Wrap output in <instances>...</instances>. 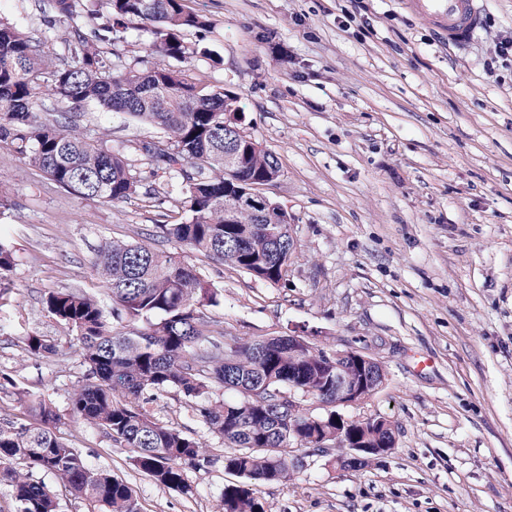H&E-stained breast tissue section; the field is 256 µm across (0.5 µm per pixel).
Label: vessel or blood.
Returning <instances> with one entry per match:
<instances>
[{
  "instance_id": "1",
  "label": "vessel or blood",
  "mask_w": 512,
  "mask_h": 512,
  "mask_svg": "<svg viewBox=\"0 0 512 512\" xmlns=\"http://www.w3.org/2000/svg\"><path fill=\"white\" fill-rule=\"evenodd\" d=\"M424 24L445 33L449 43L461 44L479 29L485 0H406Z\"/></svg>"
}]
</instances>
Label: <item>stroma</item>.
Masks as SVG:
<instances>
[{
    "label": "stroma",
    "mask_w": 512,
    "mask_h": 512,
    "mask_svg": "<svg viewBox=\"0 0 512 512\" xmlns=\"http://www.w3.org/2000/svg\"><path fill=\"white\" fill-rule=\"evenodd\" d=\"M207 25L182 35L188 71L209 91L238 96L241 130L278 160L264 194L288 213L294 253L269 284L158 236L192 213L178 175H152L139 146L158 127L85 108L82 129L106 139L143 179L107 204L57 187L0 146V241L15 265L0 278V425L30 416L16 394L53 407L86 462L132 488L141 512H216L225 485L221 440L175 391L154 418L205 437L214 464L188 470L185 496L137 470L131 453L75 421L68 394L87 372L71 329L47 310L52 289L111 308L92 265L104 239L180 252L216 290L205 313L242 340L302 336L379 361L384 384L339 407L350 420L384 417L395 446L360 470L300 450L290 480L262 487L266 512H512V0H486L483 24L460 46L420 22L404 0H182ZM0 18L44 35L36 0H0ZM154 26L129 24L114 64L163 57ZM37 334L48 361L24 348Z\"/></svg>",
    "instance_id": "obj_1"
}]
</instances>
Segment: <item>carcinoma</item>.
I'll return each instance as SVG.
<instances>
[{"label":"carcinoma","mask_w":512,"mask_h":512,"mask_svg":"<svg viewBox=\"0 0 512 512\" xmlns=\"http://www.w3.org/2000/svg\"><path fill=\"white\" fill-rule=\"evenodd\" d=\"M46 0L49 36L33 40L0 20V144L58 186L105 203L124 202L142 185L118 154L81 131L85 104L123 111L160 126L163 139L140 150L153 172H177L192 219L159 224L163 237L191 252L228 264L270 283L283 279L278 261L293 240L264 232V219L236 204L243 185L279 172L274 155L244 134L236 98L206 91L183 70L137 60L112 66L108 45L133 21L156 24L155 49L180 60L182 32L207 25L184 11L180 0ZM84 23L78 24L77 8ZM62 33V51L51 47ZM48 117L43 118L40 112ZM242 154L230 174L224 153ZM95 266L112 294V312L83 292L50 290L48 312L75 332L85 378L69 393L72 416L131 449L133 464L156 483L183 495L193 493L186 471L212 463L201 438L170 429L148 404L175 390L206 430L233 452L224 470L241 478L224 486L218 512H265L259 487L285 482L296 468L297 448L328 454L319 445L322 429L310 411L288 402L299 396L330 399L336 364L358 377L350 359L310 341L286 336L252 341L224 335L202 308L219 304L194 266L173 253L122 240L102 242ZM35 356L58 355L39 336L24 340ZM28 423L0 425V482L12 487L18 512H58L59 498L35 471L52 475L60 490L87 504V512H138L132 489L106 470L89 467L71 440L57 434V413L27 392Z\"/></svg>","instance_id":"obj_1"}]
</instances>
